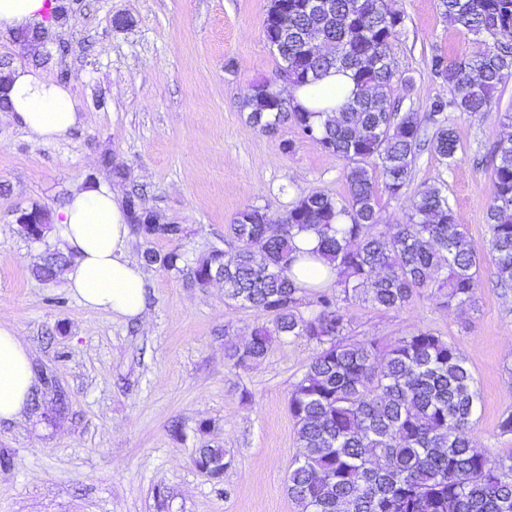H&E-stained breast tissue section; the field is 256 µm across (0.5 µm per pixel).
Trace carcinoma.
Returning <instances> with one entry per match:
<instances>
[{
    "mask_svg": "<svg viewBox=\"0 0 512 512\" xmlns=\"http://www.w3.org/2000/svg\"><path fill=\"white\" fill-rule=\"evenodd\" d=\"M305 2L269 0L263 20L266 40L288 67V83L306 86L332 70L349 72L354 97L318 124V112L280 109V94L260 82L247 91V121L267 134L289 123L346 161L348 198L341 203L314 192L278 219L245 207L228 225L238 243L233 259L212 249L183 269L174 250L147 248L143 257L165 271L186 272L198 287L220 275L225 298L273 315V327L257 326L247 344L228 350L233 367L265 357L281 336L320 346L288 399L303 453L288 474L287 491L300 512H512V457L493 471L472 442L479 396L463 354L422 329L385 349L373 340L341 339L348 326L341 303L355 297L395 309L438 288L446 290V307L465 311L480 287L481 256L457 223L448 194L435 184L418 192L407 223L379 227L378 186L390 197L401 194L426 137L418 113L401 114L392 100L394 88L411 78L399 74L391 59L379 63L404 25V13L390 0H334L332 15L316 17L306 14ZM68 7L69 0H56L44 21L19 33L16 42L37 53L49 43L65 56L71 44L59 30ZM437 7L449 25L482 37L484 49L462 59L432 56L431 72L447 84L450 98L433 100L429 111H491L512 80V0H437ZM282 10L288 13V40L280 42ZM429 144L443 163L455 162L452 127L435 123ZM124 204L136 235L182 238L184 227L147 207L139 193L128 194ZM487 217L498 283L512 288V135L495 146ZM306 231L319 236L312 254L336 273L338 289L319 296V311L308 318L298 310L305 286L291 273L293 239ZM68 262L64 253L51 252L32 274L50 281ZM224 457L219 448H201L194 463L204 471Z\"/></svg>",
    "mask_w": 512,
    "mask_h": 512,
    "instance_id": "1",
    "label": "carcinoma"
}]
</instances>
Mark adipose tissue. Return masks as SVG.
I'll return each mask as SVG.
<instances>
[{
    "label": "adipose tissue",
    "mask_w": 512,
    "mask_h": 512,
    "mask_svg": "<svg viewBox=\"0 0 512 512\" xmlns=\"http://www.w3.org/2000/svg\"><path fill=\"white\" fill-rule=\"evenodd\" d=\"M50 0H0V32L18 33L41 22ZM6 85L10 117L36 138L62 141L83 118L69 87L41 72L17 67L0 79ZM356 86L349 74L331 73L314 84L287 87L285 95L299 111L332 112L351 98ZM53 233L73 255L66 271L72 295L86 308L114 318H144L146 276L125 246L128 216L116 195L104 185L72 193L56 219ZM293 274L310 288L335 278L327 263L309 257L318 245L310 232L299 233ZM36 385L31 351L17 328L0 319V420L14 421L26 410Z\"/></svg>",
    "instance_id": "ef3b65f1"
}]
</instances>
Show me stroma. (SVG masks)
I'll return each mask as SVG.
<instances>
[{
  "label": "stroma",
  "mask_w": 512,
  "mask_h": 512,
  "mask_svg": "<svg viewBox=\"0 0 512 512\" xmlns=\"http://www.w3.org/2000/svg\"><path fill=\"white\" fill-rule=\"evenodd\" d=\"M405 24L389 52L413 79L397 88L402 110L425 113L448 88L430 71L441 54L466 58L479 37L448 25L437 0H393ZM268 0H83L61 35L71 44L48 77L67 71L84 123L69 139L43 142L0 112V313L29 345L39 409L0 422V512H300L286 492L302 452L288 410L295 382L318 351L282 338L244 368L225 353L244 344L269 315L234 304L221 282L200 288L182 274L146 267L145 319L115 320L83 308L64 275L33 278L32 267L59 244L34 242L16 222L22 209L56 216L74 188L103 184L119 197L145 189L149 207L182 224L179 242L131 237L127 252L179 249L193 260L223 247L225 227L248 206L282 216L303 195L345 200L347 164L292 125L269 136L250 125L247 89L273 81L281 60L267 43ZM129 20L113 24L115 16ZM454 166L421 148L402 195L379 192L382 225L406 223L418 191L446 187L459 224L482 254L480 289L465 312L435 290L400 309L354 299L344 308L347 341L384 345L424 329L453 343L476 380L472 435L490 465L512 456L498 421L512 412V289L496 285L487 259L490 150L504 135L496 113L454 110ZM131 179L112 177L111 165ZM67 408L52 413L56 390ZM224 449L223 480L200 471L202 446Z\"/></svg>",
  "instance_id": "stroma-1"
}]
</instances>
